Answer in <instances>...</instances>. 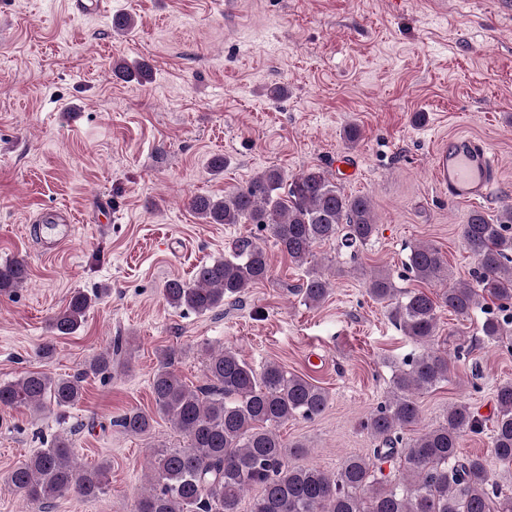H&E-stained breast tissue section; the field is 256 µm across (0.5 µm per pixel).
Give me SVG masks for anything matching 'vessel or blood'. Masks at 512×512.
Returning <instances> with one entry per match:
<instances>
[{
  "label": "vessel or blood",
  "mask_w": 512,
  "mask_h": 512,
  "mask_svg": "<svg viewBox=\"0 0 512 512\" xmlns=\"http://www.w3.org/2000/svg\"><path fill=\"white\" fill-rule=\"evenodd\" d=\"M499 164L486 143L469 136H456L442 143L434 158V178L449 199L480 202L490 198L497 184ZM45 235L61 246L76 232L74 222L58 223L53 209L40 213Z\"/></svg>",
  "instance_id": "vessel-or-blood-1"
}]
</instances>
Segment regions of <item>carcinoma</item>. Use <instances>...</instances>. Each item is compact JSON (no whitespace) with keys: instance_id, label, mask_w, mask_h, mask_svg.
I'll list each match as a JSON object with an SVG mask.
<instances>
[{"instance_id":"carcinoma-1","label":"carcinoma","mask_w":512,"mask_h":512,"mask_svg":"<svg viewBox=\"0 0 512 512\" xmlns=\"http://www.w3.org/2000/svg\"><path fill=\"white\" fill-rule=\"evenodd\" d=\"M114 75L145 80L149 67L117 62ZM190 207L207 224H254L270 233L274 246L297 267L309 263L320 244L334 242L353 254L377 230L371 200L348 195L326 172L310 168L285 182L269 168L242 189L220 200L196 196ZM466 248L477 260L472 280H458L438 292L425 286L449 279L440 250L430 244L409 247L406 270L419 288L401 289L391 275L378 271L366 281V293L390 306L391 318L413 343L424 348L403 361L384 400L362 422L373 439L369 455H351L334 472L293 465L288 456L302 445L285 442L284 423L313 420L329 405V393L307 375L270 362L257 370L231 348H200L206 384L192 390L174 369L173 356L160 354L150 383L157 414L187 439L185 448H158L153 453L154 487L137 501L136 512H240L242 498L253 488L251 512H512V491L492 480L483 459L460 451L463 436L484 431L486 420L465 401L448 406L443 421L414 437L405 430L420 420L418 397L448 382V355L432 350L439 335L442 309L458 316L484 310L481 333L488 343L512 349V205L489 217L473 212L461 227ZM266 250L241 240L228 255L199 267L189 283L165 284L168 305L183 312L206 314L239 300L246 290L269 278ZM28 279L24 260L0 264V294L9 295ZM330 282L313 268L297 294L308 307L329 296ZM498 302L492 308L489 302ZM92 298L83 291L49 326L56 336L74 333L85 319ZM93 356L82 371L67 377L29 372L0 383V407L41 410L52 404L64 411L82 398L88 374L112 369V352ZM491 447L504 465H512V380L494 392ZM153 415L130 410L118 426L145 434ZM69 440L54 438L8 481L24 500L45 512L54 499L75 493L86 499L103 494L108 464L81 468L72 460ZM389 465L384 473L383 465Z\"/></svg>"}]
</instances>
